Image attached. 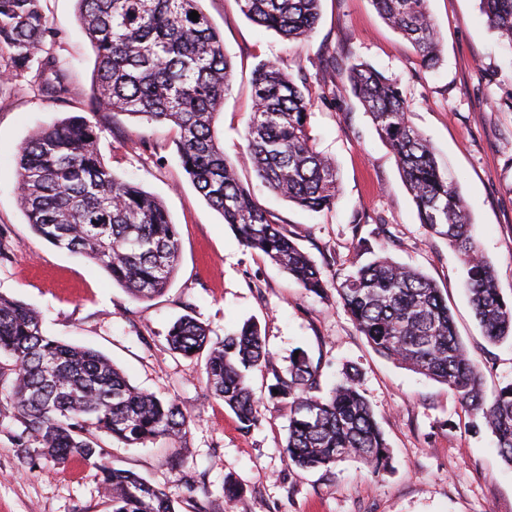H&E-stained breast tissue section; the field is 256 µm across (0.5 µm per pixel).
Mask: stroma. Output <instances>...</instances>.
Here are the masks:
<instances>
[{
	"label": "stroma",
	"instance_id": "obj_1",
	"mask_svg": "<svg viewBox=\"0 0 512 512\" xmlns=\"http://www.w3.org/2000/svg\"><path fill=\"white\" fill-rule=\"evenodd\" d=\"M201 6L233 63L219 122L224 155L239 164L256 202L328 281L350 271L359 239L374 247L387 242L395 262L441 289L487 391L511 381L512 342L494 345L483 336L459 256L419 223L395 158L347 81L350 64L363 62L399 84L410 123L451 171L497 285L512 299V47L488 26L479 0H429L441 38L439 61L430 69L372 0H321L318 25L302 42L253 23L238 0H201ZM44 8L61 35L56 50L70 62L72 93L56 102L38 95L31 74L0 79V295L38 310L46 335L99 351L133 386L175 402L190 420L175 444L128 447L99 435L104 463L172 487L175 512H512V467L491 433L473 427L446 385L377 354L334 289L305 292L269 258L239 243L182 169L173 127L121 115L127 139L107 130L99 142L114 175L160 199L177 226L180 259L163 295L133 300L99 265L33 233L18 206V150L33 129L82 114L95 67L76 0H44ZM265 61L292 75L304 72L318 99L308 131L338 170L332 208L303 210L241 164L252 73ZM184 315L207 325L215 339L256 322L276 369L286 370L294 353L305 351L319 366L324 393L356 368L390 448L387 470L373 474L353 457L327 471L289 463L283 451L288 408L268 392L273 371L250 373L262 415L256 428L242 432L233 412L208 392L205 355L187 358L167 343L170 325ZM13 415L0 400V512H111L95 465H60L16 446ZM229 485L236 490L231 500L224 495Z\"/></svg>",
	"mask_w": 512,
	"mask_h": 512
}]
</instances>
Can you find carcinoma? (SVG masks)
<instances>
[{
  "label": "carcinoma",
  "instance_id": "cac0c4a2",
  "mask_svg": "<svg viewBox=\"0 0 512 512\" xmlns=\"http://www.w3.org/2000/svg\"><path fill=\"white\" fill-rule=\"evenodd\" d=\"M43 0H0V52L17 75L35 71L40 94L54 101L71 95L68 61L53 50L59 34ZM201 0H77L79 20L95 53L91 117L72 116L33 132L19 150V206L33 231L50 244L100 265L132 297L149 300L168 287L179 260V233L162 204L139 185L115 177L99 151L104 124L124 114L178 130L181 165L208 205L220 213L245 247L280 265L305 290L328 287L313 261L252 198L237 167L224 156L216 121L232 75L224 40L200 7ZM255 24L290 40L310 37L320 0H239ZM382 18L410 41L428 67L438 61L439 38L428 0H373ZM488 25L512 46V0H480ZM196 11L198 21L189 18ZM353 94L389 147L428 233L462 256L466 287L483 335L512 340V299L499 292L494 269L473 235L465 201L439 167L429 140L409 121L396 81L366 64H354ZM303 71L293 76L260 63L252 78L254 112L243 162L274 194L322 211L336 200L337 171L316 150L308 132L315 104L303 91ZM359 332L378 354L448 386L483 419L503 461L512 466V382L492 398L483 390L480 365L456 335L448 304L422 272L380 254L356 266L335 286ZM170 348L185 356L207 351L213 396L224 401L246 432L261 412L248 372L268 368L273 356L260 328L247 321L213 342L190 316L173 323ZM11 360L10 402L20 431L15 442L58 464L93 462L102 473L112 512H174L171 492L132 471L101 462L93 436L127 445L187 434L189 420L174 402L132 386L103 354L43 333L36 310L0 295V354ZM319 366L301 351L288 376L275 375L271 398L288 405V461L330 469L348 456L385 469L389 449L355 376L322 396Z\"/></svg>",
  "mask_w": 512,
  "mask_h": 512
}]
</instances>
